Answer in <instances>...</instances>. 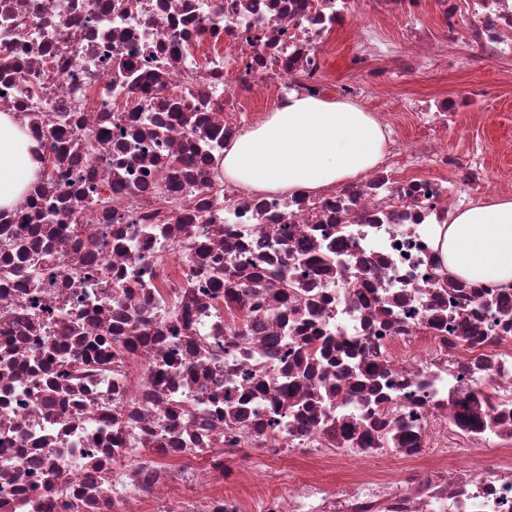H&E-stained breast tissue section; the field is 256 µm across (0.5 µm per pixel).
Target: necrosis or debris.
I'll return each instance as SVG.
<instances>
[{"instance_id": "4bbe7bcc", "label": "necrosis or debris", "mask_w": 512, "mask_h": 512, "mask_svg": "<svg viewBox=\"0 0 512 512\" xmlns=\"http://www.w3.org/2000/svg\"><path fill=\"white\" fill-rule=\"evenodd\" d=\"M361 2L410 50L357 28L341 95L512 53V0H0V112L39 164L0 209V512H512V288L434 241L512 186L448 144L470 97L375 113L382 161L323 191L221 172L264 94L324 97ZM406 19L391 20L385 23L381 29V40L385 43L384 49L404 50L402 39V28L406 24Z\"/></svg>"}]
</instances>
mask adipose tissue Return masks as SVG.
I'll return each mask as SVG.
<instances>
[{
	"label": "adipose tissue",
	"mask_w": 512,
	"mask_h": 512,
	"mask_svg": "<svg viewBox=\"0 0 512 512\" xmlns=\"http://www.w3.org/2000/svg\"><path fill=\"white\" fill-rule=\"evenodd\" d=\"M376 120L350 100L289 96L224 155V178L257 191H319L383 158ZM29 139L0 113V207L18 204L38 166ZM449 273L472 283L512 285V198L499 197L434 228Z\"/></svg>",
	"instance_id": "ef3b65f1"
}]
</instances>
